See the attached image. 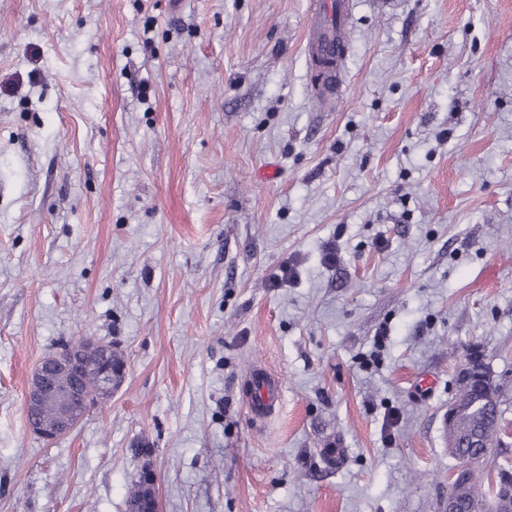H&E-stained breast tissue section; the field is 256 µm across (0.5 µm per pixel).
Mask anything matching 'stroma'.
Listing matches in <instances>:
<instances>
[{"mask_svg":"<svg viewBox=\"0 0 512 512\" xmlns=\"http://www.w3.org/2000/svg\"><path fill=\"white\" fill-rule=\"evenodd\" d=\"M350 3L321 99L314 0H0V512H128L140 445L161 512H440L472 351L512 473V0ZM80 336L125 378L47 441ZM47 355L32 374L27 394L29 427L38 436L53 440L71 433L92 408L108 401L120 385L125 365L112 367V343L80 337ZM92 378L94 386L86 380ZM56 408V416L46 422L43 412ZM52 410L44 412L49 420ZM251 385L249 407L255 416L268 414L281 398L282 387L279 379L266 371H256L248 379Z\"/></svg>","mask_w":512,"mask_h":512,"instance_id":"35a3bbf8","label":"stroma"}]
</instances>
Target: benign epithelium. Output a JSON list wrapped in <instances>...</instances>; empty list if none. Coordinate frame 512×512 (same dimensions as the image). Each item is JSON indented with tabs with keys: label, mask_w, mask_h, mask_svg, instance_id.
Instances as JSON below:
<instances>
[{
	"label": "benign epithelium",
	"mask_w": 512,
	"mask_h": 512,
	"mask_svg": "<svg viewBox=\"0 0 512 512\" xmlns=\"http://www.w3.org/2000/svg\"><path fill=\"white\" fill-rule=\"evenodd\" d=\"M113 351L108 342L82 337L77 344L68 343L44 357L30 378L26 394L32 432L46 440L67 435L90 409L112 398L125 374V366H112ZM489 376L483 359L473 357L463 366L460 384L483 382ZM48 408L57 409V414L46 422L43 412Z\"/></svg>",
	"instance_id": "1"
}]
</instances>
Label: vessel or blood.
Listing matches in <instances>:
<instances>
[{"label": "vessel or blood", "instance_id": "1", "mask_svg": "<svg viewBox=\"0 0 512 512\" xmlns=\"http://www.w3.org/2000/svg\"><path fill=\"white\" fill-rule=\"evenodd\" d=\"M349 10V0H323L310 19V37L307 45L312 64L320 77V94H327L333 85L343 47V32ZM251 394L249 407L257 416L268 414L279 402L282 387L277 378L259 370L249 377Z\"/></svg>", "mask_w": 512, "mask_h": 512}]
</instances>
